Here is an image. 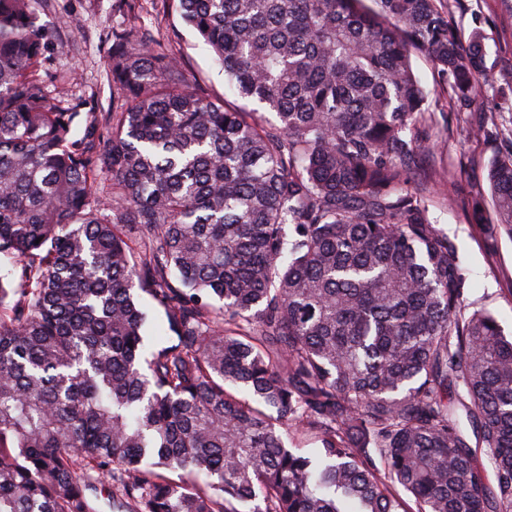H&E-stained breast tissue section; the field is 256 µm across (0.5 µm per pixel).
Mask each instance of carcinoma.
<instances>
[{"label": "carcinoma", "instance_id": "cac0c4a2", "mask_svg": "<svg viewBox=\"0 0 512 512\" xmlns=\"http://www.w3.org/2000/svg\"><path fill=\"white\" fill-rule=\"evenodd\" d=\"M46 2L0 0V512H512V336L430 217L411 63L471 106L484 32L447 0H170L258 108L117 30L82 113ZM488 181L512 236V152ZM412 65L420 82L428 90L433 91L437 85L442 83L441 75L438 74L430 58L425 54L414 53L412 55ZM146 304L148 309L147 342L151 348L158 349L167 343L171 333L168 331L162 309L147 297Z\"/></svg>", "mask_w": 512, "mask_h": 512}]
</instances>
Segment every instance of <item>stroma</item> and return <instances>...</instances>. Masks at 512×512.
Returning <instances> with one entry per match:
<instances>
[{
  "label": "stroma",
  "mask_w": 512,
  "mask_h": 512,
  "mask_svg": "<svg viewBox=\"0 0 512 512\" xmlns=\"http://www.w3.org/2000/svg\"><path fill=\"white\" fill-rule=\"evenodd\" d=\"M450 18L462 33L481 28L485 34L483 65L491 80L470 108L436 113L425 142L424 166L446 172L447 185L429 196L439 227L457 243L467 276L471 307L491 311L505 333H512V236L499 225L492 206L475 219V199L489 198L487 165L496 155L512 152L505 131L512 114L501 111L497 89L512 85V0H454ZM39 21L50 28L63 53L50 57L47 68L68 75L70 102L82 111L112 109V87L105 66L116 28H143L181 61L190 85L212 97H223L224 73L208 46L187 27L166 0H49ZM485 124L487 136L470 130Z\"/></svg>",
  "instance_id": "1"
}]
</instances>
